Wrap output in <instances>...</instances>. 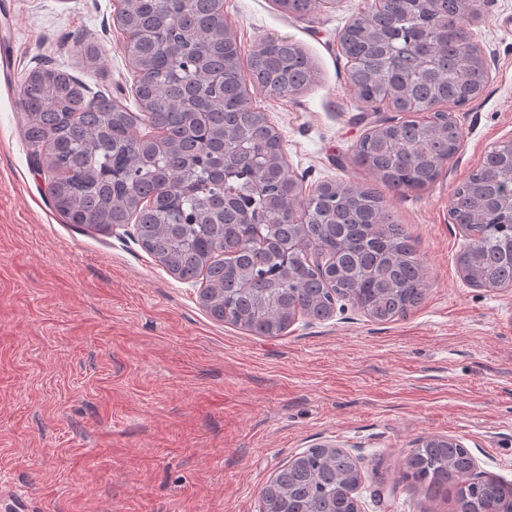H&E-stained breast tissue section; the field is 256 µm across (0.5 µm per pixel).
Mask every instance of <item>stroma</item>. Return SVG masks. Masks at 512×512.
Segmentation results:
<instances>
[{"instance_id": "1", "label": "stroma", "mask_w": 512, "mask_h": 512, "mask_svg": "<svg viewBox=\"0 0 512 512\" xmlns=\"http://www.w3.org/2000/svg\"><path fill=\"white\" fill-rule=\"evenodd\" d=\"M371 2L290 17L276 0H224L243 55L282 38L315 69L301 92L251 91L303 192L373 181L352 154L395 113L358 99L339 44ZM116 12L117 0H9L0 13L16 55L0 77V512H259L270 478L320 444L358 460L361 512H457L454 496L403 477L405 456L431 436L512 481V287L466 284L467 238L449 213L454 189L512 139V0H478L469 21L491 75L451 111L458 152L430 188L383 194L427 268L425 299L387 323L347 303L272 338L213 319L199 284L135 235L65 223L48 203L22 136V80L56 66L136 111Z\"/></svg>"}]
</instances>
